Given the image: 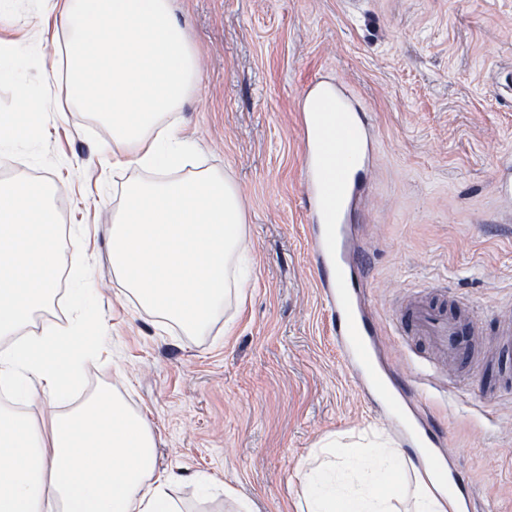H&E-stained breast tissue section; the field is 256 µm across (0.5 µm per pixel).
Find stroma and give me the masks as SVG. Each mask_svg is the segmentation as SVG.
<instances>
[{
	"label": "stroma",
	"instance_id": "stroma-1",
	"mask_svg": "<svg viewBox=\"0 0 512 512\" xmlns=\"http://www.w3.org/2000/svg\"><path fill=\"white\" fill-rule=\"evenodd\" d=\"M16 0L0 40L26 51L46 83L47 130L10 154L0 182L49 179L65 227L83 229L103 352L87 361L90 391L112 390L156 437V471L192 512H228L198 498L196 478L231 486L256 512H296L301 473L320 441L387 428L343 366L309 264L296 102L320 77L341 80L379 136L360 235L371 258L366 294L381 325L416 291L444 287L473 315L474 343L512 315V210L497 181L512 160V0H175L200 70L178 118L204 167L237 188L251 276L240 301L205 336L164 324L121 290L104 228L120 207L109 130L44 82L59 45L53 28ZM484 379L463 380L458 405L426 408L469 478L478 512H512V350L489 356ZM496 453H487V446Z\"/></svg>",
	"mask_w": 512,
	"mask_h": 512
}]
</instances>
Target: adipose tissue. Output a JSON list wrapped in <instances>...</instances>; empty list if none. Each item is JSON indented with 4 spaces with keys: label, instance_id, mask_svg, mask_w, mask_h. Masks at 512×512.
Masks as SVG:
<instances>
[{
    "label": "adipose tissue",
    "instance_id": "1",
    "mask_svg": "<svg viewBox=\"0 0 512 512\" xmlns=\"http://www.w3.org/2000/svg\"><path fill=\"white\" fill-rule=\"evenodd\" d=\"M174 0H35L58 15L67 47L65 79L74 107L89 66L107 67L112 103L97 118L112 139V165L140 170L123 188L105 234L124 292L186 334H207L232 291L243 290L245 213L223 174L194 169L196 146L175 119L198 87V64ZM0 42V78L15 85V111L0 115V150L33 140L45 90ZM79 259L67 326L24 335L56 294L59 217L46 183L0 186V387L19 397L39 379L57 410L40 419L0 409V512H183L169 480L155 476V436L119 397L99 392L59 411L84 361L102 345L89 317L94 293ZM298 512H447L452 502L413 460L384 441L321 444L301 482Z\"/></svg>",
    "mask_w": 512,
    "mask_h": 512
}]
</instances>
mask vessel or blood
I'll use <instances>...</instances> for the list:
<instances>
[{
  "instance_id": "obj_1",
  "label": "vessel or blood",
  "mask_w": 512,
  "mask_h": 512,
  "mask_svg": "<svg viewBox=\"0 0 512 512\" xmlns=\"http://www.w3.org/2000/svg\"><path fill=\"white\" fill-rule=\"evenodd\" d=\"M333 102L350 121L345 133L329 138L323 121L309 112L310 101ZM302 133L301 172L308 206V250L321 286V298L330 316L336 350L381 420L409 448H442L446 438L433 420L409 425L395 412L389 393L411 400L424 388L448 392L452 381L433 368H420L415 379H391V392L377 385L378 363L371 357L377 323L364 293L367 268L349 235L365 194V171L377 150L371 124L348 92L337 81L312 82L299 101ZM467 308L450 304L428 292L408 297L392 320L397 336L423 339L433 357L454 358L466 345Z\"/></svg>"
}]
</instances>
